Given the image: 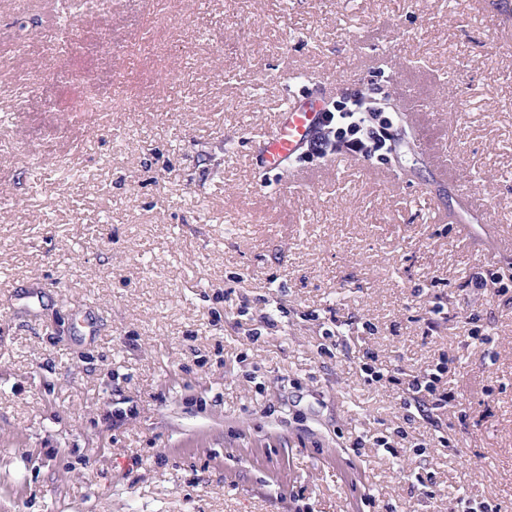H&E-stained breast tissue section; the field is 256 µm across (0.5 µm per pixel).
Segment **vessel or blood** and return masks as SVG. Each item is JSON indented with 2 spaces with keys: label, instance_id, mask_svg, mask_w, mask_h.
I'll use <instances>...</instances> for the list:
<instances>
[{
  "label": "vessel or blood",
  "instance_id": "b4317fda",
  "mask_svg": "<svg viewBox=\"0 0 512 512\" xmlns=\"http://www.w3.org/2000/svg\"><path fill=\"white\" fill-rule=\"evenodd\" d=\"M330 100V91L324 85L308 93H288L281 111L275 113L271 127L251 131L257 165L268 171L286 169L290 172L287 181L279 184V192L288 194L304 186V178L291 172L290 166L305 152Z\"/></svg>",
  "mask_w": 512,
  "mask_h": 512
}]
</instances>
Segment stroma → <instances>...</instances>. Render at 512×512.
Listing matches in <instances>:
<instances>
[{
	"mask_svg": "<svg viewBox=\"0 0 512 512\" xmlns=\"http://www.w3.org/2000/svg\"><path fill=\"white\" fill-rule=\"evenodd\" d=\"M63 6L0 0V512H512V0ZM300 74L412 90L401 161L274 195L249 134ZM368 350L450 358L466 419L364 384Z\"/></svg>",
	"mask_w": 512,
	"mask_h": 512,
	"instance_id": "1",
	"label": "stroma"
}]
</instances>
